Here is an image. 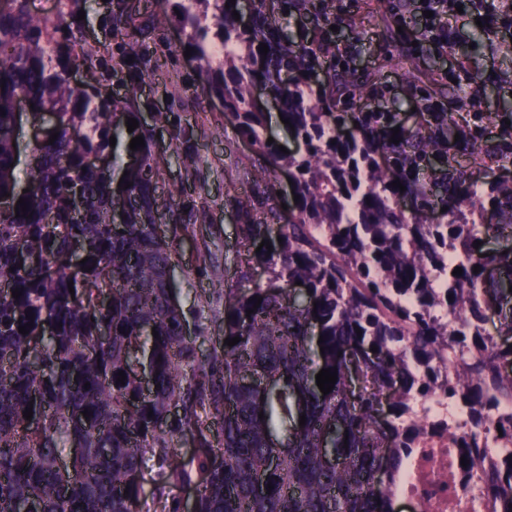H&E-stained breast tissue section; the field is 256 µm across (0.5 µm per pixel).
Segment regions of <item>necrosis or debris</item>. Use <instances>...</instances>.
Returning a JSON list of instances; mask_svg holds the SVG:
<instances>
[{"label": "necrosis or debris", "mask_w": 512, "mask_h": 512, "mask_svg": "<svg viewBox=\"0 0 512 512\" xmlns=\"http://www.w3.org/2000/svg\"><path fill=\"white\" fill-rule=\"evenodd\" d=\"M427 421L443 420L445 430L424 435L410 449L407 467L392 490L404 512H496L489 499L479 498L475 486L478 471H463L455 446L456 436L470 427L465 409L449 405L434 394L416 408Z\"/></svg>", "instance_id": "1"}]
</instances>
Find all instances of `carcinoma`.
Returning <instances> with one entry per match:
<instances>
[{
	"instance_id": "1",
	"label": "carcinoma",
	"mask_w": 512,
	"mask_h": 512,
	"mask_svg": "<svg viewBox=\"0 0 512 512\" xmlns=\"http://www.w3.org/2000/svg\"><path fill=\"white\" fill-rule=\"evenodd\" d=\"M63 5L71 26L60 38L29 0H0V197L10 200L0 214V282L7 284L0 297V512H140L148 496L163 512H180L170 491L185 485L195 488L197 512H394L390 481L406 449L443 427L427 425L414 408L437 387L450 357L457 363L448 401L471 417L456 447L467 469L480 462V428L512 406V345L500 340L512 335V248L483 245L488 237L512 241V179L481 181L473 165L512 167V124H505L512 114L461 116L458 89L442 88L434 69L426 101L435 111L421 113L414 128L393 112L365 110L402 3L385 14L386 33L359 30L378 60L364 73L336 68L331 40L305 45L280 23L298 12L319 29L335 0H257L246 22L235 20L239 5L230 0H179L185 41L175 51L191 49L197 89L221 104L267 173L236 199L245 223L236 280L224 282V337L241 341L201 357L196 337L186 334L197 329L199 312L184 308L169 280L182 190L160 198L166 152L143 123L131 133L126 126L141 119L142 86L156 70L143 41L154 16L121 7L112 13L114 31L139 37L123 41L124 92L110 96L97 84L73 83L72 60L94 65L100 45L80 37L74 0ZM218 45L224 56L217 62ZM315 59L329 70L314 87ZM258 83L293 125L296 153L268 143L266 113L252 106ZM20 94L34 104L30 125L57 134L51 145L35 141L26 165L15 148ZM354 121L356 130H346ZM138 135L144 146L132 151ZM91 155L106 163L89 164ZM281 173L299 196L286 221ZM396 180L405 191L392 186ZM25 185L35 193L23 192ZM21 198L27 211L17 213ZM441 208L448 220L426 219ZM161 210L170 234L158 231ZM258 211L266 219H254ZM488 214L494 223H485ZM264 240L272 249H258ZM258 268L266 281L252 278ZM16 289L22 295L14 298ZM493 317L496 336L487 329ZM28 324L29 333H19ZM327 368L337 369V381L325 395L315 376ZM139 369L151 380L147 395ZM391 387L381 415L378 395ZM209 418L221 422L215 445L204 433ZM188 434L199 438L201 454L165 467ZM274 437L288 441V454ZM492 437L506 452L480 481L498 512H512V415L497 419ZM153 462L158 471L146 490L134 475L153 470Z\"/></svg>"
}]
</instances>
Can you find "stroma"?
<instances>
[{"mask_svg":"<svg viewBox=\"0 0 512 512\" xmlns=\"http://www.w3.org/2000/svg\"><path fill=\"white\" fill-rule=\"evenodd\" d=\"M457 2L464 10L453 16L447 46L437 50L421 41L415 51L421 61L434 65L443 79L460 80L474 71L487 75L482 109L501 111L503 102L512 99V38L475 40L478 27L469 0ZM90 5L84 20L85 38L104 45L112 57H119L121 42L113 37L108 24L110 0H90ZM361 5L362 0H338L334 29L328 37L336 43L338 60L370 71L376 55L347 25ZM183 38L172 12L159 13L157 28L145 46L160 68L142 97L149 101L151 114L158 117L159 142L169 159L167 178L159 193L164 196L170 186L181 187L183 209L200 216L199 221L188 222L180 234L176 280L184 296L199 303L205 315L197 339L200 353L205 354L224 333L220 316L224 296L218 286L234 280L239 267L236 226L241 217L236 197L255 189L262 174L251 163V145L225 122L219 102L194 93L195 65L174 50ZM424 89L421 73L396 55L383 69L381 89L374 100L380 111L397 113L399 120L412 126L418 119L413 107ZM188 152L195 158L189 167L183 164Z\"/></svg>","mask_w":512,"mask_h":512,"instance_id":"35a3bbf8","label":"stroma"}]
</instances>
